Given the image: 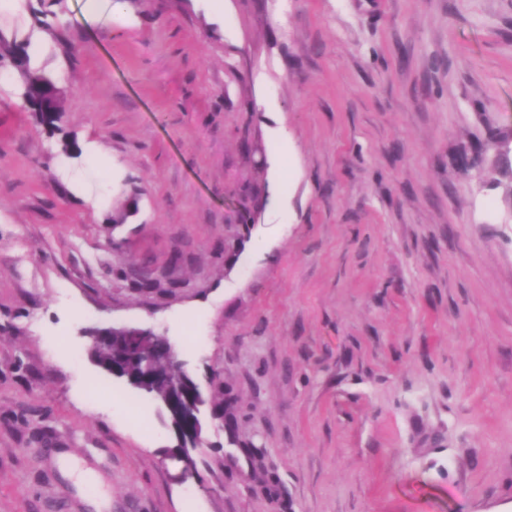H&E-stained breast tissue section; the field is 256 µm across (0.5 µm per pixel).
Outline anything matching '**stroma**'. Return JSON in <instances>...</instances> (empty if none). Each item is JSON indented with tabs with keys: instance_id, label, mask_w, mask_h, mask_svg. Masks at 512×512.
Here are the masks:
<instances>
[{
	"instance_id": "obj_1",
	"label": "stroma",
	"mask_w": 512,
	"mask_h": 512,
	"mask_svg": "<svg viewBox=\"0 0 512 512\" xmlns=\"http://www.w3.org/2000/svg\"><path fill=\"white\" fill-rule=\"evenodd\" d=\"M122 2L0 23L64 92L51 133L0 85V512H512V0ZM97 336V346L112 345V351L102 350L97 353L101 358H112V369H104L112 376L122 377L118 366L124 365L128 357L133 363L140 364L143 369V375L132 381L131 385L145 393H152L161 360L159 353L162 351L156 346L155 341L161 336L149 328L113 326L102 328ZM163 351L165 353L163 359L170 364L166 379H171L176 398H162L160 401L170 413L176 410V399L188 406L189 414L184 423L186 438L190 441L192 448L202 447L205 441L202 424L198 417L199 406L203 403L200 392L183 370L173 346L167 343Z\"/></svg>"
}]
</instances>
